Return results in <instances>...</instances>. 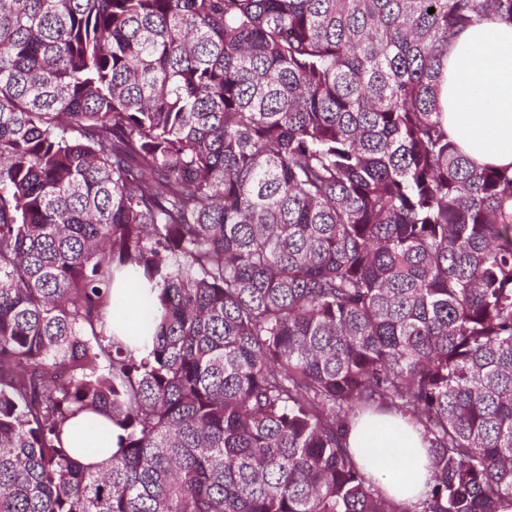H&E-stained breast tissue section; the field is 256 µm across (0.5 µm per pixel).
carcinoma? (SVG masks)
I'll return each instance as SVG.
<instances>
[{"mask_svg":"<svg viewBox=\"0 0 512 512\" xmlns=\"http://www.w3.org/2000/svg\"><path fill=\"white\" fill-rule=\"evenodd\" d=\"M488 13L512 0H0V512L512 499V172L441 99ZM120 275L158 288L137 353ZM83 411L123 430L94 468ZM364 411L419 427L420 499L350 455ZM107 421L101 416L86 412L71 420L69 433L64 442L70 448L73 456L84 465H95L118 450V435L120 430L112 426V431L106 434ZM87 448H95L88 451Z\"/></svg>","mask_w":512,"mask_h":512,"instance_id":"1","label":"carcinoma"}]
</instances>
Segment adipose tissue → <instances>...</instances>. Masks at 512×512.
<instances>
[{"label":"adipose tissue","mask_w":512,"mask_h":512,"mask_svg":"<svg viewBox=\"0 0 512 512\" xmlns=\"http://www.w3.org/2000/svg\"><path fill=\"white\" fill-rule=\"evenodd\" d=\"M448 135L479 166H512V22L491 15L463 33L448 52L442 87ZM101 416L71 420L65 441L81 463L95 465L118 449V434ZM355 461L399 501L428 488L432 468L421 435L402 419L374 415L351 428Z\"/></svg>","instance_id":"obj_1"}]
</instances>
